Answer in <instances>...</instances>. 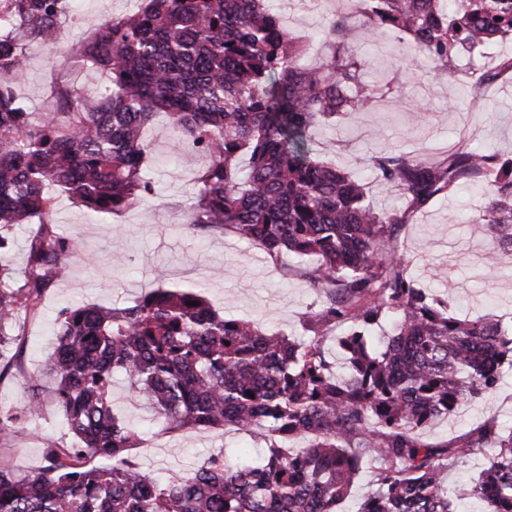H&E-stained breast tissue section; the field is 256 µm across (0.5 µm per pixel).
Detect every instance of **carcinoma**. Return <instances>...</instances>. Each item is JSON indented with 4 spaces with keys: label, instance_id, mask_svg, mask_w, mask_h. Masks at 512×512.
<instances>
[{
    "label": "carcinoma",
    "instance_id": "obj_1",
    "mask_svg": "<svg viewBox=\"0 0 512 512\" xmlns=\"http://www.w3.org/2000/svg\"><path fill=\"white\" fill-rule=\"evenodd\" d=\"M70 9L71 0H8L0 14V351L19 314L36 313L68 273L69 242L45 221L58 198L108 217L154 193L142 131L157 113L207 160L189 225L315 259L324 299L300 341L221 316L188 287L159 286L126 307L62 308L28 413L58 407L73 448L48 449L36 474L1 466L0 512H336L365 458L375 467L356 512H460L470 499L480 512H512V429L491 417L453 443L423 437L497 386L512 339L490 314L439 309L388 251L404 216L378 215L359 178L311 152L316 125L377 102L362 60L334 51L318 69L298 66L306 43L274 0H142L65 59L105 72L111 93L61 86L62 110L36 114L17 92L28 46L55 39ZM371 19L444 67L461 49L512 38V16L485 0H376ZM369 164L412 206L485 190L489 260L512 256V158L464 143L436 161L384 154ZM35 218L20 281L8 232ZM384 320L392 333L373 345L369 332ZM342 323L333 360L325 343ZM116 370L166 429L244 432L262 455L211 454L166 479L142 473L130 455L138 433L112 403ZM296 438L305 445L285 449ZM85 451L101 463L81 466ZM475 453L487 459L478 477L448 487V469Z\"/></svg>",
    "mask_w": 512,
    "mask_h": 512
}]
</instances>
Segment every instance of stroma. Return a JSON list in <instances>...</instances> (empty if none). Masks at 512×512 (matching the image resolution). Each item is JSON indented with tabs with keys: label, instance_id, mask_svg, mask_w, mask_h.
Segmentation results:
<instances>
[{
	"label": "stroma",
	"instance_id": "1",
	"mask_svg": "<svg viewBox=\"0 0 512 512\" xmlns=\"http://www.w3.org/2000/svg\"><path fill=\"white\" fill-rule=\"evenodd\" d=\"M141 0H73L59 37L31 46L21 93L35 111L53 110L58 84L77 87L91 97L104 95L107 77L95 70L64 64L76 41L92 36L108 18L134 13ZM291 35L307 37L303 65H320L328 55L324 31L335 29L336 43L362 56L368 79L390 92L357 119L336 116L314 130L312 149L366 183L376 213L402 211L406 222L390 242L402 254L418 287L447 304L451 313L471 317L490 313L512 324V266L490 265L493 240L485 225L471 218L485 205L481 194L461 190L406 210L396 188L372 181L371 156L407 153L422 158L447 154L469 139L512 157V77L495 82L480 100L449 109L464 96L471 80L466 53L450 66L412 52L389 28L372 29L368 15L347 0H276ZM165 116H155L145 136L155 192L121 215L91 216L68 199H60L53 229L77 244L68 276L45 290L37 315L21 314L19 336L5 354L11 368L0 376V416L13 418L8 435L0 436V466L34 473L46 464L48 448L70 447L73 438L62 412L45 406L40 415L26 413L30 381L48 365L54 323L59 311L75 304L129 306L157 285H199L213 308L228 317L252 320L263 332L292 338L304 336V319L317 309L323 293L313 288L314 263L288 254L268 255L234 233L187 228L189 205L198 190L196 177L205 160L194 153H176ZM124 253L125 267L112 264ZM116 411L142 434L133 449L140 470L158 477L195 468L209 453L222 449L234 457L251 452L241 433L221 429L163 432L160 422L128 400V383L114 373ZM512 428V364L500 367L497 387L474 402L464 403L453 417L424 431L427 441L449 442L487 418Z\"/></svg>",
	"mask_w": 512,
	"mask_h": 512
}]
</instances>
